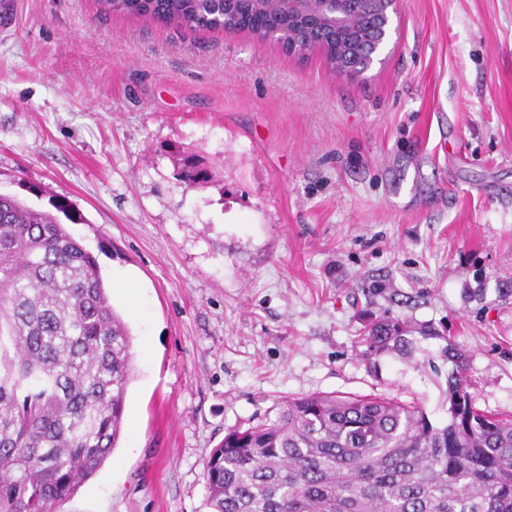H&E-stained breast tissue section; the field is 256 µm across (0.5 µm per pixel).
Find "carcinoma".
<instances>
[{
	"label": "carcinoma",
	"instance_id": "cac0c4a2",
	"mask_svg": "<svg viewBox=\"0 0 512 512\" xmlns=\"http://www.w3.org/2000/svg\"><path fill=\"white\" fill-rule=\"evenodd\" d=\"M104 14L173 28L304 32L273 3L97 0ZM380 319L360 356L377 371L442 342L448 421L382 396L314 393L235 428L204 463L211 512H512V420L476 406L452 336ZM132 335L95 258L48 212L0 194V512H56L112 454L132 371Z\"/></svg>",
	"mask_w": 512,
	"mask_h": 512
}]
</instances>
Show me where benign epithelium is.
Listing matches in <instances>:
<instances>
[{"mask_svg": "<svg viewBox=\"0 0 512 512\" xmlns=\"http://www.w3.org/2000/svg\"><path fill=\"white\" fill-rule=\"evenodd\" d=\"M277 3L288 17L337 38L350 35L357 19L363 16L374 19L376 32L361 31L354 37L360 47L358 61L336 67V74L346 78L361 76L382 62L381 54L391 37L392 16L398 14V0H277ZM320 47L318 38L293 42L288 54L306 58L320 54Z\"/></svg>", "mask_w": 512, "mask_h": 512, "instance_id": "7a95c632", "label": "benign epithelium"}]
</instances>
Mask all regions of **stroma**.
I'll return each instance as SVG.
<instances>
[{
  "label": "stroma",
  "mask_w": 512,
  "mask_h": 512,
  "mask_svg": "<svg viewBox=\"0 0 512 512\" xmlns=\"http://www.w3.org/2000/svg\"><path fill=\"white\" fill-rule=\"evenodd\" d=\"M16 2L0 193L66 203L132 335L117 446L57 512H210L208 453L290 397L446 421L438 341L362 362L383 316L450 328L478 407L512 418V0H399L356 79L244 33Z\"/></svg>",
  "instance_id": "obj_1"
}]
</instances>
